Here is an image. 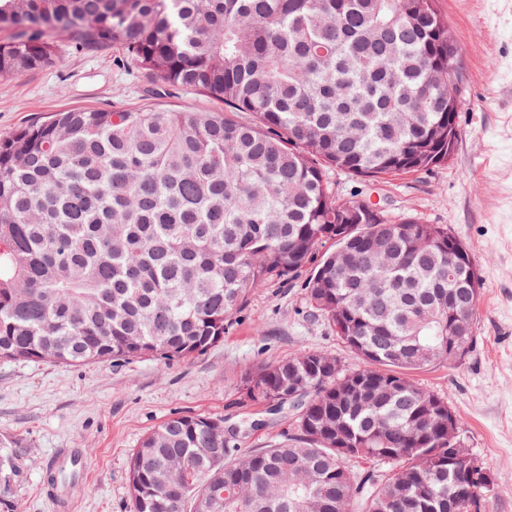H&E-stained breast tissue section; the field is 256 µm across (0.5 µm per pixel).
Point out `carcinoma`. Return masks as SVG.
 Returning a JSON list of instances; mask_svg holds the SVG:
<instances>
[{
    "label": "carcinoma",
    "mask_w": 512,
    "mask_h": 512,
    "mask_svg": "<svg viewBox=\"0 0 512 512\" xmlns=\"http://www.w3.org/2000/svg\"><path fill=\"white\" fill-rule=\"evenodd\" d=\"M0 75L51 62L62 29L110 44L222 112L71 110L0 138V359H191L252 288L304 281L313 315L364 358L322 351L244 377L251 402L302 381L295 433L244 461L224 420L176 414L128 462L132 512H472L488 488L448 471V403L412 373L450 365L448 228L340 201L328 171L379 178L448 162L458 47L435 0H0ZM250 115L242 122L237 115ZM385 448H407L390 477ZM20 449L0 442V512Z\"/></svg>",
    "instance_id": "1"
}]
</instances>
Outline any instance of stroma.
Returning <instances> with one entry per match:
<instances>
[{
  "label": "stroma",
  "mask_w": 512,
  "mask_h": 512,
  "mask_svg": "<svg viewBox=\"0 0 512 512\" xmlns=\"http://www.w3.org/2000/svg\"><path fill=\"white\" fill-rule=\"evenodd\" d=\"M460 48L458 139L448 162L368 180L332 171L341 200L382 202L389 215L447 227L468 247L482 277L469 354L435 364L416 380L455 410L460 435L495 476L489 512H512V0H437ZM43 69L0 75V136L73 109H211L191 91L150 94V79L109 44L54 33ZM363 364L324 319L310 315L302 282L251 289L218 345L189 360L142 358L67 366L0 360V439L22 451L11 491L22 512H59L47 465L71 450L88 462L65 483L69 512H130L127 464L141 438L175 414L223 418L242 452L269 448L292 430L291 405L277 413L244 402L242 377L303 351Z\"/></svg>",
  "instance_id": "obj_1"
}]
</instances>
